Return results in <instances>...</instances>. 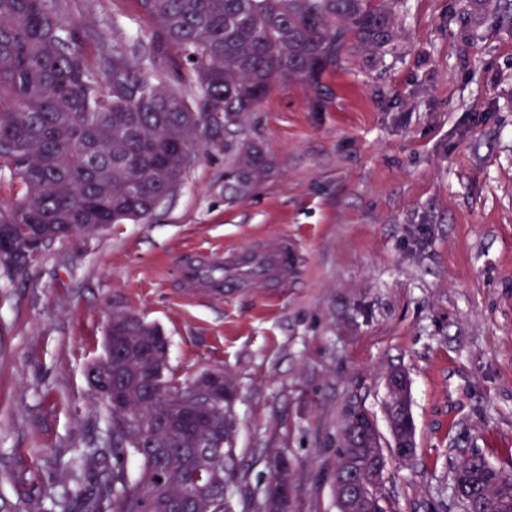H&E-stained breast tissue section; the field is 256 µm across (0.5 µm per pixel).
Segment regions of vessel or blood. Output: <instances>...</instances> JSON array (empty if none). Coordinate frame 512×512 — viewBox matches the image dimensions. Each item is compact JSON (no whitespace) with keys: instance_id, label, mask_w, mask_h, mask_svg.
Listing matches in <instances>:
<instances>
[{"instance_id":"1","label":"vessel or blood","mask_w":512,"mask_h":512,"mask_svg":"<svg viewBox=\"0 0 512 512\" xmlns=\"http://www.w3.org/2000/svg\"><path fill=\"white\" fill-rule=\"evenodd\" d=\"M298 261L293 240L268 237L244 250L229 249L215 257L193 259L184 264L180 278L185 287L204 288L213 294L246 288L255 282L278 288L292 278Z\"/></svg>"}]
</instances>
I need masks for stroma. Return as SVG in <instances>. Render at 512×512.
Segmentation results:
<instances>
[{
  "label": "stroma",
  "mask_w": 512,
  "mask_h": 512,
  "mask_svg": "<svg viewBox=\"0 0 512 512\" xmlns=\"http://www.w3.org/2000/svg\"><path fill=\"white\" fill-rule=\"evenodd\" d=\"M468 0H397L393 47L360 52L318 84L277 83L229 134L203 141L176 194L150 217L76 234L0 287V504L46 512L111 417L88 383L113 314L168 342L182 386L228 375L233 512H259L279 452L293 512H337L336 449L353 405L382 436L384 379L410 380L412 460L392 464V512H464L453 465L478 452L512 471V33ZM81 48L120 28L146 41L136 0H74ZM269 167L225 189L244 146ZM285 235L296 276L222 297L179 288L194 249Z\"/></svg>",
  "instance_id": "35a3bbf8"
}]
</instances>
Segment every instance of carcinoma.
Returning a JSON list of instances; mask_svg holds the SVG:
<instances>
[{
    "instance_id": "1",
    "label": "carcinoma",
    "mask_w": 512,
    "mask_h": 512,
    "mask_svg": "<svg viewBox=\"0 0 512 512\" xmlns=\"http://www.w3.org/2000/svg\"><path fill=\"white\" fill-rule=\"evenodd\" d=\"M150 22L148 44L128 47L118 33L102 40L96 60L79 49L83 31L63 22L70 0H0V171L18 186L13 209L0 212V239L15 211L47 245L74 233L92 234L109 224L147 218L156 200L183 183L187 151L208 135L229 131L288 78L317 82L356 48L387 51L398 32L393 0H137ZM512 32V0H470V13L489 7ZM234 119L217 121L218 114ZM266 167L258 146L238 157L237 190ZM0 273L10 276L32 264L29 247L13 249ZM112 392L100 397L112 412L104 448H92L77 464L99 457L103 467L90 492L51 500L48 512H195L179 501L195 474L233 475L232 442L216 412L183 411L171 393L167 345L161 331L133 313L109 324ZM390 407L392 430L414 426L412 412ZM154 420L175 412L160 443L127 430L125 411ZM377 431L370 413L349 409L343 434ZM112 462H107V452ZM398 462L403 448H339L336 467L353 456L368 468L374 456ZM469 476L465 508L512 512V481L485 457L464 454L455 477ZM373 512H389L382 485H359ZM206 512H228L227 496L201 484Z\"/></svg>"
}]
</instances>
